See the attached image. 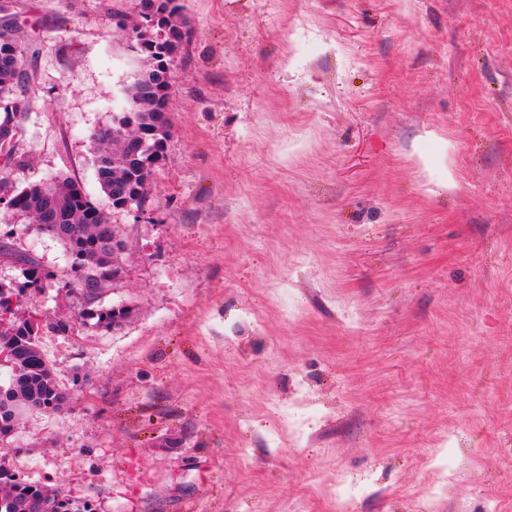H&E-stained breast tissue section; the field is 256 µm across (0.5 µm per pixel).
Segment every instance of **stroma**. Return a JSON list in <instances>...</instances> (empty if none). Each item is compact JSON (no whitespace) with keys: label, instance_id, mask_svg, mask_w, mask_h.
<instances>
[{"label":"stroma","instance_id":"35a3bbf8","mask_svg":"<svg viewBox=\"0 0 512 512\" xmlns=\"http://www.w3.org/2000/svg\"><path fill=\"white\" fill-rule=\"evenodd\" d=\"M172 135L103 307L27 292L69 402L0 466L94 512H512V0H180ZM132 0H8L11 180L107 200ZM0 222L69 277L63 245ZM49 319L68 320L60 335ZM24 58L21 45L8 30H0V108L5 116L0 120L1 137L8 131V124L20 111L25 91ZM115 306L111 307H100L99 309L93 310L92 312H88L87 315L82 314L84 322L88 320L96 319V322L92 324L93 326L98 327H106L109 328L111 326H119L121 322H119L118 318H122L123 320L127 318L129 314V308H121L120 311L116 314L114 311Z\"/></svg>","mask_w":512,"mask_h":512}]
</instances>
